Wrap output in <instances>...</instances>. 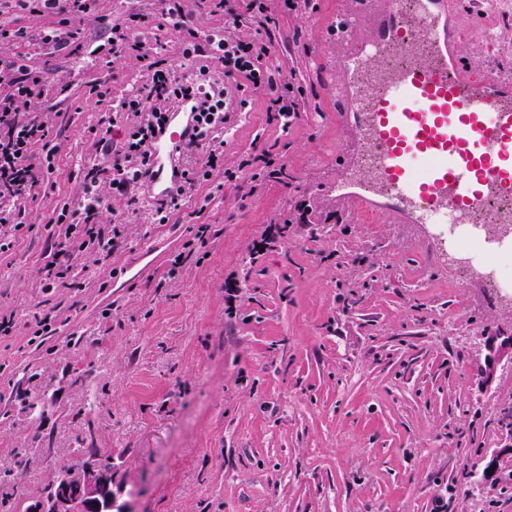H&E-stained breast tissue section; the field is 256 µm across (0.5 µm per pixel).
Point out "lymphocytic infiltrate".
Here are the masks:
<instances>
[{"instance_id": "lymphocytic-infiltrate-1", "label": "lymphocytic infiltrate", "mask_w": 512, "mask_h": 512, "mask_svg": "<svg viewBox=\"0 0 512 512\" xmlns=\"http://www.w3.org/2000/svg\"><path fill=\"white\" fill-rule=\"evenodd\" d=\"M231 28L221 38L208 39V49L224 65L225 77L239 76L252 88L276 86L271 100L272 111L283 119H291L299 109L294 84L288 79H274L263 62L274 46L273 41L263 40L273 23L267 0H241L239 8L228 9ZM248 26L259 32V39L244 40L236 36V28ZM147 67L152 72V90L148 96H132L120 102L131 126L123 143L113 153L111 177L101 182L100 172L90 169L82 186L80 213L82 225L54 224L48 233L55 247L68 259L85 260L88 255L110 256L116 244L112 237L99 227L97 218L108 204L109 195L129 197L140 187L142 173L148 162L150 147L167 121L168 106L186 98L197 99L201 106L199 136L186 143V150L205 148L207 155L202 172L185 169L182 179L193 185L197 179H209L224 160L223 144L216 132L223 124L215 120L216 109L226 108L225 99L211 100L203 87L191 79H177L164 68L162 60L149 59ZM14 63L0 60V79L8 80L10 93L0 99V125L7 132L0 138V251L9 250L16 234L23 225L18 213L8 207V200L30 193L37 184L31 147L48 134V123L43 115L29 111L34 98L42 94L41 81L33 73L14 76Z\"/></svg>"}]
</instances>
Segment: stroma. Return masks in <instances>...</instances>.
Instances as JSON below:
<instances>
[{"label": "stroma", "instance_id": "1", "mask_svg": "<svg viewBox=\"0 0 512 512\" xmlns=\"http://www.w3.org/2000/svg\"><path fill=\"white\" fill-rule=\"evenodd\" d=\"M487 11L455 0L464 64L512 72V0ZM199 36L224 32L211 0H179ZM315 12L276 19L269 66L293 75L300 112L282 126L272 89L232 92L222 191L197 182L168 223L147 195L111 197L100 223L125 242L104 267H76L48 288L47 225L74 211L86 167L111 164L94 130L111 120L120 145L123 98L146 91L139 55L99 53L112 28L144 18L143 52L175 77L214 71L208 52L186 58L166 0H95L70 17V48L43 43L57 27L16 0L0 6V59L40 73L29 109L49 115L35 157V192L20 203L24 233L0 253V499L16 508L81 458L79 441L110 449L131 512H512V367L483 388L481 338L512 328L483 285L433 260L424 231L328 197L353 131L335 112L343 57L330 29L353 0H315ZM142 52V53H143ZM272 154L286 176L250 195L247 160ZM279 243L262 248L272 221ZM187 259L176 277L170 261ZM52 317L50 331L36 323ZM499 451V482L476 488L467 471Z\"/></svg>", "mask_w": 512, "mask_h": 512}]
</instances>
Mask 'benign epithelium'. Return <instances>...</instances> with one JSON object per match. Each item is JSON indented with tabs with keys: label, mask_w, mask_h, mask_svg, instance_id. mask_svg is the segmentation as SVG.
I'll return each instance as SVG.
<instances>
[{
	"label": "benign epithelium",
	"mask_w": 512,
	"mask_h": 512,
	"mask_svg": "<svg viewBox=\"0 0 512 512\" xmlns=\"http://www.w3.org/2000/svg\"><path fill=\"white\" fill-rule=\"evenodd\" d=\"M483 363L477 373L481 384L489 387L497 369L512 362V332L482 338ZM112 471V452L99 448L81 464L70 469L53 484L49 496L30 504L25 512H128L119 503Z\"/></svg>",
	"instance_id": "7a95c632"
}]
</instances>
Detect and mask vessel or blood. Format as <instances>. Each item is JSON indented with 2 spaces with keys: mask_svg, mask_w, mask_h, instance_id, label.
Returning <instances> with one entry per match:
<instances>
[{
  "mask_svg": "<svg viewBox=\"0 0 512 512\" xmlns=\"http://www.w3.org/2000/svg\"><path fill=\"white\" fill-rule=\"evenodd\" d=\"M368 38L340 40L344 80L336 109L358 132L353 162L337 185L400 224H426L443 245V225L464 227L498 203L484 249L512 248V79L469 71L448 0H356L349 15ZM199 133L194 103L183 100L159 134L146 176L155 198L176 188V150Z\"/></svg>",
  "mask_w": 512,
  "mask_h": 512,
  "instance_id": "1",
  "label": "vessel or blood"
}]
</instances>
